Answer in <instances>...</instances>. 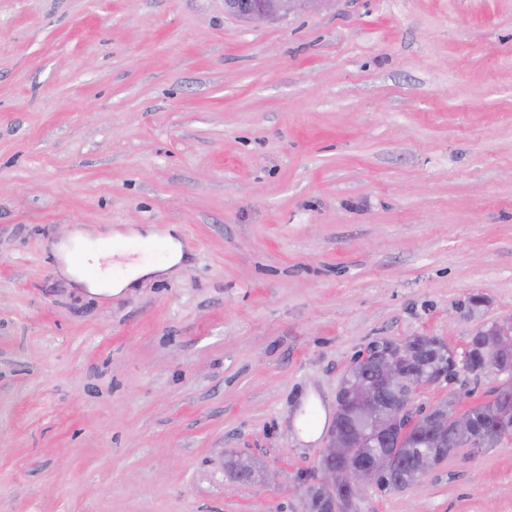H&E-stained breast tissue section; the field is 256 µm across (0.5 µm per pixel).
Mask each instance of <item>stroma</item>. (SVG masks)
<instances>
[{"instance_id":"stroma-1","label":"stroma","mask_w":512,"mask_h":512,"mask_svg":"<svg viewBox=\"0 0 512 512\" xmlns=\"http://www.w3.org/2000/svg\"><path fill=\"white\" fill-rule=\"evenodd\" d=\"M77 226L184 259L93 296ZM511 316L512 0H0V512H304L355 359ZM358 512H512V444ZM240 17L262 20L274 17L285 4L294 0H226Z\"/></svg>"}]
</instances>
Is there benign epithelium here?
I'll use <instances>...</instances> for the list:
<instances>
[{
	"instance_id": "1",
	"label": "benign epithelium",
	"mask_w": 512,
	"mask_h": 512,
	"mask_svg": "<svg viewBox=\"0 0 512 512\" xmlns=\"http://www.w3.org/2000/svg\"><path fill=\"white\" fill-rule=\"evenodd\" d=\"M237 14L243 18L262 20L274 17L280 8L293 0H228ZM474 378L495 376L502 378L498 388L500 395L512 394V366L490 363L479 373L467 372ZM442 379V374L412 375L407 368L406 354H385L377 361L376 376L372 380H358L341 387L337 397L336 415L351 416L359 427L372 429L374 438L388 445L398 439L406 428L403 420L413 408L415 396L423 389ZM437 419L445 423L448 435L456 442L468 439L476 442L469 406L456 402L453 414L445 416L436 410ZM351 438L341 431H333L327 448L323 449L321 460H334L341 452L342 443ZM377 468L370 462H361L351 469L344 482L342 492L350 497H359L371 486Z\"/></svg>"
}]
</instances>
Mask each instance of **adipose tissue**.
Masks as SVG:
<instances>
[{"label": "adipose tissue", "mask_w": 512, "mask_h": 512, "mask_svg": "<svg viewBox=\"0 0 512 512\" xmlns=\"http://www.w3.org/2000/svg\"><path fill=\"white\" fill-rule=\"evenodd\" d=\"M89 233L86 229H73L67 243L68 245L85 244L83 264H75L71 259H64L61 267L62 274L70 277L76 283L83 285L90 293L97 295H109L122 291L132 282L147 277L154 273L155 268L136 262L126 264L116 263L112 260V253L105 245L95 247L88 246ZM95 268L94 279H85L83 266Z\"/></svg>", "instance_id": "1"}]
</instances>
